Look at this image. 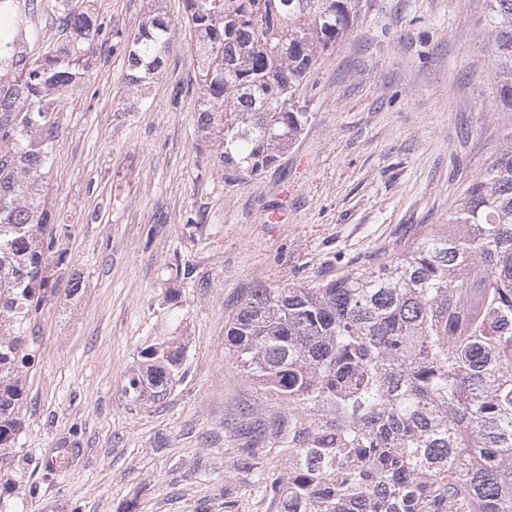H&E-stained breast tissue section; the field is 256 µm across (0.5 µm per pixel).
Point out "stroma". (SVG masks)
Listing matches in <instances>:
<instances>
[{
  "instance_id": "35a3bbf8",
  "label": "stroma",
  "mask_w": 512,
  "mask_h": 512,
  "mask_svg": "<svg viewBox=\"0 0 512 512\" xmlns=\"http://www.w3.org/2000/svg\"><path fill=\"white\" fill-rule=\"evenodd\" d=\"M91 3L124 35L161 8L171 40L141 100L122 50H98L60 118L44 195L52 222L73 227L64 275L83 288L37 323L0 496L21 512H276L238 460L249 448L270 480L284 475L278 439L255 430L289 410L240 371L224 324L250 289L376 266L447 223L512 133L495 100L485 0H360L308 88L301 138L278 167L234 183L197 139L183 0ZM277 208L285 220L267 223ZM170 288L174 317L162 306ZM172 331L186 340L184 380L131 402L138 348ZM57 448L75 449L73 461L47 470Z\"/></svg>"
}]
</instances>
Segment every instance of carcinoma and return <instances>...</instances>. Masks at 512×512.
Instances as JSON below:
<instances>
[{
	"label": "carcinoma",
	"mask_w": 512,
	"mask_h": 512,
	"mask_svg": "<svg viewBox=\"0 0 512 512\" xmlns=\"http://www.w3.org/2000/svg\"><path fill=\"white\" fill-rule=\"evenodd\" d=\"M194 28L198 138L226 179L261 175L310 117L306 89L359 0H184ZM501 109L512 112V0H486ZM52 15L42 39L35 16ZM170 21L155 10L118 41L137 91L161 71ZM72 0H0V472L23 430L21 369L56 296L70 224L42 183L66 96L109 41ZM224 335L242 370L296 411L276 436L288 471L277 512H512V142L437 224L376 267L313 285L251 289ZM186 344L138 351L125 393L159 400Z\"/></svg>",
	"instance_id": "carcinoma-1"
}]
</instances>
